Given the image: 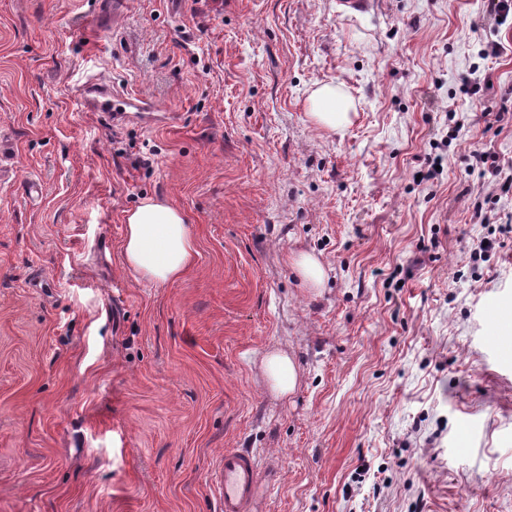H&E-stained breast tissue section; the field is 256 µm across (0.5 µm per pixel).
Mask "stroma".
<instances>
[{
    "label": "stroma",
    "instance_id": "35a3bbf8",
    "mask_svg": "<svg viewBox=\"0 0 512 512\" xmlns=\"http://www.w3.org/2000/svg\"><path fill=\"white\" fill-rule=\"evenodd\" d=\"M91 76L169 121L107 125ZM487 110L512 113V24L484 0H0V512H218L228 448L266 512H512V233L469 167H512V120ZM147 197L199 251L165 286L121 265ZM310 111L317 123L332 130L349 121V112L344 106L340 91L333 85H323L313 93ZM293 265L309 288H319L322 285L324 270L314 256L301 254L293 259ZM263 365L276 396L285 397L295 390L297 369L287 353L272 352L265 357Z\"/></svg>",
    "mask_w": 512,
    "mask_h": 512
}]
</instances>
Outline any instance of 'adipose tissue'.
I'll return each mask as SVG.
<instances>
[{"instance_id": "1", "label": "adipose tissue", "mask_w": 512, "mask_h": 512, "mask_svg": "<svg viewBox=\"0 0 512 512\" xmlns=\"http://www.w3.org/2000/svg\"><path fill=\"white\" fill-rule=\"evenodd\" d=\"M312 117L329 129L349 121L336 86L319 87L310 99ZM121 247L122 263L135 279L164 286L179 280L195 263L196 240L184 213L156 198L144 199L127 212Z\"/></svg>"}]
</instances>
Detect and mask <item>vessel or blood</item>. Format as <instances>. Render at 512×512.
<instances>
[{
	"label": "vessel or blood",
	"mask_w": 512,
	"mask_h": 512,
	"mask_svg": "<svg viewBox=\"0 0 512 512\" xmlns=\"http://www.w3.org/2000/svg\"><path fill=\"white\" fill-rule=\"evenodd\" d=\"M80 94L89 111L100 113L108 122H115L122 106L143 112L147 104L136 97H126L123 104L112 98V85L101 78L85 83ZM215 481L222 504L221 512H255L260 490L259 467L253 454L243 448H228L224 451Z\"/></svg>",
	"instance_id": "obj_1"
}]
</instances>
